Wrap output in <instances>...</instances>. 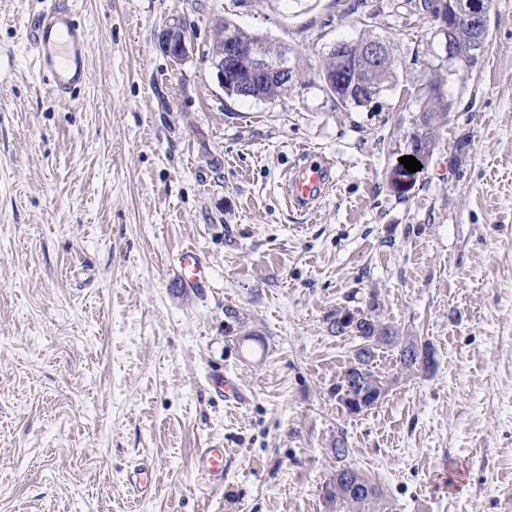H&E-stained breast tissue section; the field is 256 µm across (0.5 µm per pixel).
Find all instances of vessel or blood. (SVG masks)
Listing matches in <instances>:
<instances>
[{"label":"vessel or blood","instance_id":"obj_1","mask_svg":"<svg viewBox=\"0 0 512 512\" xmlns=\"http://www.w3.org/2000/svg\"><path fill=\"white\" fill-rule=\"evenodd\" d=\"M31 37L39 72L49 77L54 98L67 101L74 89L86 85L91 77L87 60V31L75 22L70 0H52L48 9L37 14L31 23ZM326 170V164L322 163L297 171L288 186L290 200L299 206L314 200L325 185ZM177 261L179 273L187 286L197 289L207 287L206 266L196 250L184 249ZM195 467L209 479H222L223 449H198Z\"/></svg>","mask_w":512,"mask_h":512}]
</instances>
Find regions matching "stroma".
I'll list each match as a JSON object with an SVG mask.
<instances>
[{
    "mask_svg": "<svg viewBox=\"0 0 512 512\" xmlns=\"http://www.w3.org/2000/svg\"><path fill=\"white\" fill-rule=\"evenodd\" d=\"M70 4L91 80L64 103L30 45L42 0H0V512H348L324 495L340 436L381 512H512V0L464 76L405 0ZM219 16L290 48L286 92L225 96L206 56ZM177 17L195 47L179 65L156 41ZM368 34L394 73L338 106L318 72ZM436 85L456 110L397 190ZM324 160L321 196L291 203L294 170ZM187 247L205 292L179 280ZM373 300L435 367L381 348L386 395L353 415L332 390L359 340L327 320ZM200 448L225 449L223 481L197 472ZM138 464L156 476L141 497Z\"/></svg>",
    "mask_w": 512,
    "mask_h": 512,
    "instance_id": "stroma-1",
    "label": "stroma"
}]
</instances>
